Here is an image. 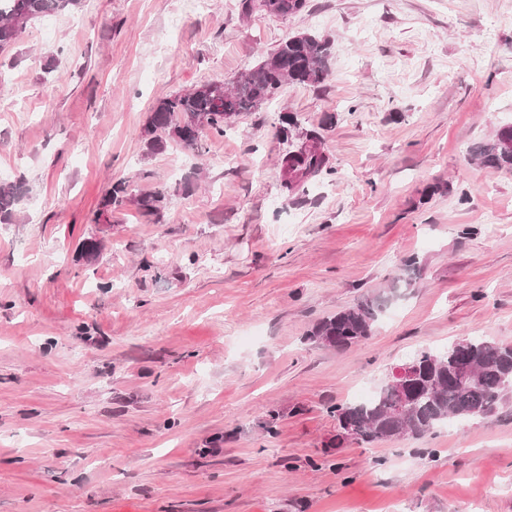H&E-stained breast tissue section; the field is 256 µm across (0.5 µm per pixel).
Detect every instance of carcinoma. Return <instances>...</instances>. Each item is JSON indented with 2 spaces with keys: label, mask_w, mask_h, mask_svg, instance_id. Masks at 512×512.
Instances as JSON below:
<instances>
[{
  "label": "carcinoma",
  "mask_w": 512,
  "mask_h": 512,
  "mask_svg": "<svg viewBox=\"0 0 512 512\" xmlns=\"http://www.w3.org/2000/svg\"><path fill=\"white\" fill-rule=\"evenodd\" d=\"M80 0H0V51L13 45L20 32L38 18L55 12H70ZM331 42L314 34L292 36L241 74L227 87L210 82L191 90L160 98L144 127V145L149 152L164 148L170 139L191 151L202 149L204 132L224 135V127L243 112H254L277 98L289 83L319 84L328 74ZM472 158L481 164L512 170V124L501 126L495 135L478 143ZM283 187L296 191L302 179L330 174L325 157L306 154L281 157ZM24 194L21 182H0V223L11 220ZM167 190L157 189L136 200L141 213L158 217L164 209ZM127 188L111 186L102 207H120ZM382 312L376 297L341 309L318 322L310 338L328 347L343 349L368 340ZM475 378H456L451 349L422 350L412 358L424 367L422 386L403 413L396 412L400 394L385 381L374 397L333 407L344 433L362 442L392 437L417 438L434 432L452 418H487L512 395V343L482 339L468 340L465 354Z\"/></svg>",
  "instance_id": "carcinoma-1"
}]
</instances>
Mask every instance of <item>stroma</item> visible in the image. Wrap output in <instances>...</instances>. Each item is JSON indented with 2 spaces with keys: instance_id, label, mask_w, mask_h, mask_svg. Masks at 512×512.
Wrapping results in <instances>:
<instances>
[{
  "instance_id": "obj_1",
  "label": "stroma",
  "mask_w": 512,
  "mask_h": 512,
  "mask_svg": "<svg viewBox=\"0 0 512 512\" xmlns=\"http://www.w3.org/2000/svg\"><path fill=\"white\" fill-rule=\"evenodd\" d=\"M301 33L333 42L323 83L146 152L157 99ZM511 122L512 0H82L27 25L0 51V180L26 185L0 224V512H512V398L371 444L332 413L419 350L512 343V171L470 159ZM312 129L333 172L288 193ZM158 187L154 220L134 200ZM366 296L368 340H309Z\"/></svg>"
}]
</instances>
